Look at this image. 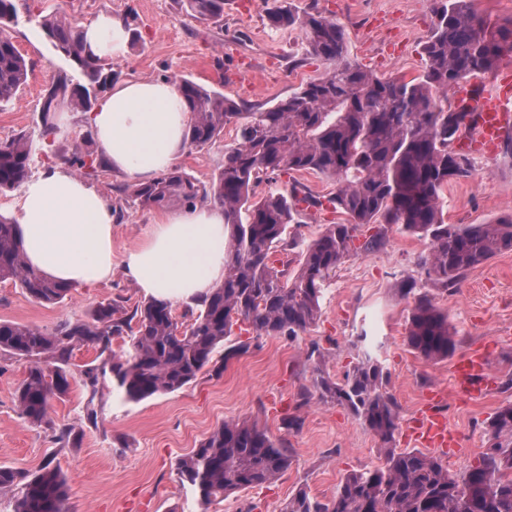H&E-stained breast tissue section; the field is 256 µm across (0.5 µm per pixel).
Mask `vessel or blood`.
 <instances>
[{
    "mask_svg": "<svg viewBox=\"0 0 512 512\" xmlns=\"http://www.w3.org/2000/svg\"><path fill=\"white\" fill-rule=\"evenodd\" d=\"M458 103L472 106L476 123L471 135L459 143L461 149L478 155L496 150L508 131L512 130V66L503 67L491 87L473 93L471 85L455 88ZM490 352L479 349L458 358L451 370L459 382L463 395L477 399L494 390L497 384L489 366ZM443 395L429 391L425 402L410 422L407 435L410 440L445 455L457 448L456 435L449 429L448 420L441 412Z\"/></svg>",
    "mask_w": 512,
    "mask_h": 512,
    "instance_id": "obj_1",
    "label": "vessel or blood"
}]
</instances>
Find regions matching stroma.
Instances as JSON below:
<instances>
[{
  "mask_svg": "<svg viewBox=\"0 0 512 512\" xmlns=\"http://www.w3.org/2000/svg\"><path fill=\"white\" fill-rule=\"evenodd\" d=\"M336 18L345 28L351 60L383 77L411 80L425 65L422 48L432 29L430 0H294ZM44 12L63 11L87 24L101 12L123 14L134 6L141 37L135 49L114 59L123 79L187 77L220 89L238 102L270 105L325 70L310 56L297 32L269 26L267 0H226L224 23L217 26L183 14L178 0H39ZM30 64L28 81L17 96L0 106V140L31 130L39 120L45 89L60 66L49 43L26 10L9 30ZM249 70L238 83L236 71ZM234 126L207 150H186L179 166L198 180L209 181L235 138ZM450 224H489L512 212V163L501 154L479 156L471 177L451 183L446 192ZM156 209L128 206L112 230L114 258L136 245L159 217ZM425 245L399 227H390L383 249L351 256L336 270L321 301L316 325L298 338L249 339L248 354L230 359L221 377L200 374L183 389L139 403L124 402L104 388L96 424L79 420L82 389L54 401L55 423L80 426L79 447L64 448L51 430L22 422L14 394L25 363L0 355V465L33 473L52 462L67 477L72 512H199L194 497L180 485L175 464L197 448L224 421L248 419L270 436L285 439L292 450L288 470L273 484L250 488L213 502L208 512H280L282 503L303 486L319 500H329L342 477L382 462L380 442L346 408L323 405L308 397L313 346L326 353L325 368L343 378L363 351L384 367L386 389L399 406L398 447H409L405 428L428 390L446 395L445 411L460 448L444 462L462 475L486 449L485 426L495 410L512 402V251L470 270L455 292L437 297L458 331L459 354L495 341L490 369L499 378L489 395L468 401L458 395L450 361L430 362L414 354L404 336L409 301L391 291L396 279L418 273ZM129 304L144 296L122 269L93 288L72 289L63 303L43 305L12 283H0V319L53 327L84 315L98 302L115 296ZM302 426L286 431L284 417Z\"/></svg>",
  "mask_w": 512,
  "mask_h": 512,
  "instance_id": "35a3bbf8",
  "label": "stroma"
}]
</instances>
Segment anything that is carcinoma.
<instances>
[{"label": "carcinoma", "mask_w": 512, "mask_h": 512, "mask_svg": "<svg viewBox=\"0 0 512 512\" xmlns=\"http://www.w3.org/2000/svg\"><path fill=\"white\" fill-rule=\"evenodd\" d=\"M187 16L224 20V0H178ZM16 0H0V104L11 101L27 83L29 66L8 34L17 19ZM268 21L276 29L299 33L307 53L325 65L324 73L270 107L251 112L224 92L188 78L174 84L191 121L188 147L202 151L236 126L224 145V163L208 182L178 167L147 183L115 187L128 204L163 208L193 207L208 200L224 209V280L180 316L167 301L148 298L134 306L118 296L100 302L82 318H67L51 328L0 320V353L27 364L15 392L21 419L47 428L67 448L79 447L81 431L58 425L53 402L71 382L84 393L83 418L97 419L105 382L127 402L178 391L204 370L219 377L224 362L245 355L248 341L224 347L234 325H248L255 337L296 338L320 318L325 288L343 260L385 244L388 227L423 241L419 269L405 275L393 293L412 300L406 342L426 361H442L457 350V332L436 295L455 291L467 272L512 250V213L491 224H449L444 219L448 183L468 178L474 157L454 148L467 135L472 113L448 107V92L462 82L495 70L512 54V20L492 23L471 8L470 0H432V32L423 46L426 67L410 80L381 78L350 60L344 28L335 18L290 0H272ZM129 46L139 41V15L124 14ZM35 22L68 69L45 89L39 122L30 131L0 142V192L22 187L31 177L34 144L53 150L63 112L86 114L120 80L112 57L87 49L82 25L64 12L38 15ZM64 165L81 176H98L105 162L90 129L76 138ZM314 172L336 183V193L321 199L297 181L283 194L252 200L253 188L272 175ZM307 207H297L298 195ZM349 216L347 224H326L291 267L292 224L305 223L311 210ZM280 256L274 265L272 256ZM11 281L41 304H59L71 287L27 263L15 219L0 212V282ZM125 340L117 352L114 340ZM91 348L95 358L71 370L74 351ZM312 386L317 400L340 405L380 441L383 463L346 474L336 495L323 502L300 487L280 512H512V402L488 418L487 450L462 476L442 460L418 449L396 447L399 407L386 391L384 371L367 355L343 379L322 368L325 354L314 347ZM292 464L285 441L273 440L258 424L229 420L175 464L179 483L208 506L246 488L277 481ZM0 494L12 499V512H70L69 484L52 462L23 474L0 466Z\"/></svg>", "instance_id": "carcinoma-1"}]
</instances>
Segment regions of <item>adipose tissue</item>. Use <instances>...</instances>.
Returning <instances> with one entry per match:
<instances>
[{"label":"adipose tissue","mask_w":512,"mask_h":512,"mask_svg":"<svg viewBox=\"0 0 512 512\" xmlns=\"http://www.w3.org/2000/svg\"><path fill=\"white\" fill-rule=\"evenodd\" d=\"M83 35L91 51L112 56L123 55L129 39L123 19L110 13L84 26ZM85 120L113 170L136 183L154 181L187 148L189 112L163 79L115 85ZM14 218L29 265L74 288L109 280L118 264L145 295L186 306L224 278V213L214 206L167 212L117 260L111 201L52 165L24 185Z\"/></svg>","instance_id":"ef3b65f1"}]
</instances>
